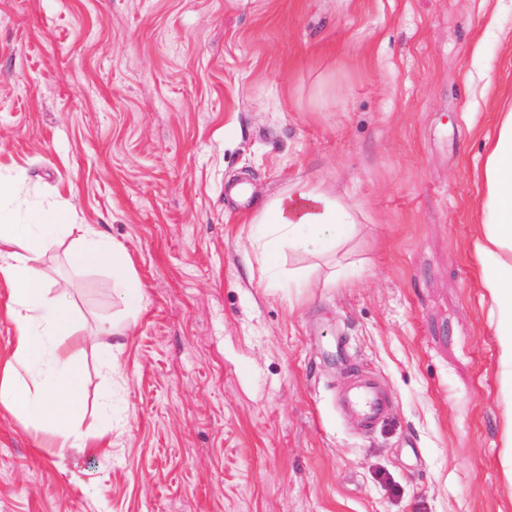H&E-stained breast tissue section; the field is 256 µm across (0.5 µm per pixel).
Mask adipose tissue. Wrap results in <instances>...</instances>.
<instances>
[{
    "mask_svg": "<svg viewBox=\"0 0 512 512\" xmlns=\"http://www.w3.org/2000/svg\"><path fill=\"white\" fill-rule=\"evenodd\" d=\"M474 251L480 264V288L497 320L499 360L512 381V108L499 113L479 175ZM254 223L270 225L262 250L317 252L325 244L342 245L356 232L357 209L297 181L265 202ZM64 248L77 272L106 271L114 299L126 314L140 308L144 296L134 282L125 246L92 224H76L70 208L48 206L23 211L17 178L0 175V281L10 292L8 315L15 343L0 368V406L16 417L51 432L69 448L86 449L82 428L83 367L67 345L81 326L70 302L72 281L52 280L42 270L46 256Z\"/></svg>",
    "mask_w": 512,
    "mask_h": 512,
    "instance_id": "1",
    "label": "adipose tissue"
}]
</instances>
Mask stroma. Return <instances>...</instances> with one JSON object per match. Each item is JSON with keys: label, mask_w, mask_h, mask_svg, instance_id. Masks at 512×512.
<instances>
[{"label": "stroma", "mask_w": 512, "mask_h": 512, "mask_svg": "<svg viewBox=\"0 0 512 512\" xmlns=\"http://www.w3.org/2000/svg\"><path fill=\"white\" fill-rule=\"evenodd\" d=\"M487 23L486 0H0V174L122 242L144 294L122 339L76 344L85 453L0 407V512H512L473 247L512 107ZM298 180L360 205L357 234L267 259L253 214ZM44 269L85 327L113 312L104 272ZM359 378L390 401L370 426L339 403Z\"/></svg>", "instance_id": "1"}]
</instances>
